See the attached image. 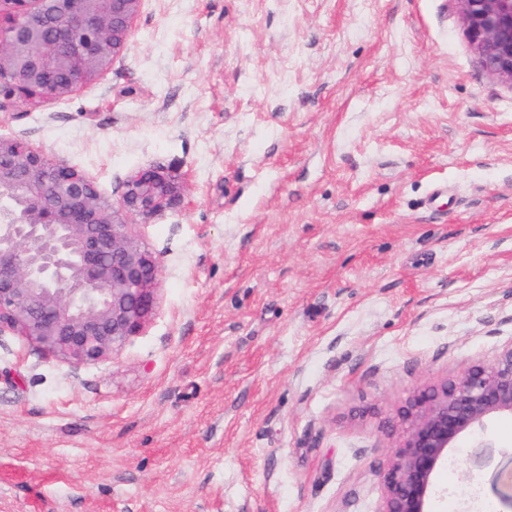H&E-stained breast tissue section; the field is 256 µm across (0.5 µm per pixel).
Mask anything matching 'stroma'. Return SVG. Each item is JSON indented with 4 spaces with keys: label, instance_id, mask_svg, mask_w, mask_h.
I'll return each mask as SVG.
<instances>
[{
    "label": "stroma",
    "instance_id": "stroma-1",
    "mask_svg": "<svg viewBox=\"0 0 512 512\" xmlns=\"http://www.w3.org/2000/svg\"><path fill=\"white\" fill-rule=\"evenodd\" d=\"M0 137L188 178L124 214L158 309L113 359L0 336V512H380L413 392L512 340V88L456 0H143L123 55ZM435 475L512 512V418Z\"/></svg>",
    "mask_w": 512,
    "mask_h": 512
}]
</instances>
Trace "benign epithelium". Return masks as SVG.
<instances>
[{
    "label": "benign epithelium",
    "mask_w": 512,
    "mask_h": 512,
    "mask_svg": "<svg viewBox=\"0 0 512 512\" xmlns=\"http://www.w3.org/2000/svg\"><path fill=\"white\" fill-rule=\"evenodd\" d=\"M142 0H0V109L60 98L97 78L125 51ZM483 68L512 88V0H457ZM40 36L42 49L32 41ZM164 166L130 174L118 202L93 179L31 145L0 139V335L17 333L78 366L117 355L152 319L160 260L119 219L183 202ZM512 417V340L460 377L417 390L405 436L388 458L380 512H431L448 454Z\"/></svg>",
    "instance_id": "1"
}]
</instances>
